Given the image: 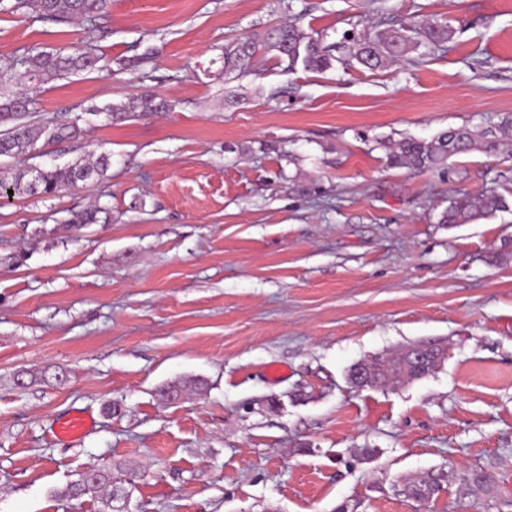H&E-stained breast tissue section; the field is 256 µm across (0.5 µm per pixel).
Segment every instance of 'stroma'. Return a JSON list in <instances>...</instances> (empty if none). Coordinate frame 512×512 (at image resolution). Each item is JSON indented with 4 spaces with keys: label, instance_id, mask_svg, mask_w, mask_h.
I'll list each match as a JSON object with an SVG mask.
<instances>
[{
    "label": "stroma",
    "instance_id": "35a3bbf8",
    "mask_svg": "<svg viewBox=\"0 0 512 512\" xmlns=\"http://www.w3.org/2000/svg\"><path fill=\"white\" fill-rule=\"evenodd\" d=\"M289 18L329 43L425 19L453 35L386 70H291L269 52L225 76L226 46ZM35 44H91L100 62L34 92L37 117L87 134L33 165H112L0 200V512H105L102 494L58 496L103 461L138 464L129 512H512V158L414 174L382 147L512 113V0H112L93 25L0 13V59ZM147 94L172 111L106 113ZM485 189L507 210L439 223ZM91 206L98 223L69 226ZM413 342L445 347L432 375L351 385L352 365ZM192 377L206 389L160 400ZM73 411L93 428L55 440ZM452 462L494 497L403 495Z\"/></svg>",
    "mask_w": 512,
    "mask_h": 512
}]
</instances>
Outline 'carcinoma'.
I'll use <instances>...</instances> for the list:
<instances>
[{
  "mask_svg": "<svg viewBox=\"0 0 512 512\" xmlns=\"http://www.w3.org/2000/svg\"><path fill=\"white\" fill-rule=\"evenodd\" d=\"M110 0H0V11L17 12L28 9L38 17L57 23H67L76 17L94 22L105 16ZM452 37L450 27L437 20L425 21L413 29L404 27L377 30L368 29L345 39L342 57L333 54L336 46L328 45L315 32H307L295 23L271 26L259 34L237 38L224 50V71L228 74L240 69L247 61L261 52H273L288 68L302 65L306 70L323 71L338 60L349 66L378 71L396 65L421 47H441ZM100 61L96 49L88 46L71 53L47 52L32 46L20 59L0 61V77L13 74L17 66H26L29 78H63L71 74L92 71ZM172 110V104L162 98L142 97L128 105H113L110 116L123 118L129 112L157 114ZM84 135L76 123L35 121L25 93H16L0 101V156L22 159L38 147L54 142L78 141ZM388 165L411 172L443 168L452 156L480 151L487 155H512V113H501L497 120L485 126L461 125L439 131L429 139L401 137L384 143ZM112 165L111 157L101 153L94 157H80L64 167L41 168L31 176L26 168L19 169L12 179H0V190L29 195H54L66 186H73L89 179L104 178ZM506 209L505 197L496 191L478 196L460 193L454 196L441 213L439 223L455 227L487 219ZM371 371L374 386L389 385L405 372H413L399 354L379 363H359L351 367L349 380L359 384V379ZM432 473L416 477L406 485L407 494L421 500L437 494L428 485ZM122 480L114 477L109 466H97L84 473L80 480L67 486L62 496L72 499L88 493L107 491L106 503L118 499ZM458 485L477 497L491 495L493 487L489 477L480 469H457L446 486Z\"/></svg>",
  "mask_w": 512,
  "mask_h": 512,
  "instance_id": "1",
  "label": "carcinoma"
}]
</instances>
